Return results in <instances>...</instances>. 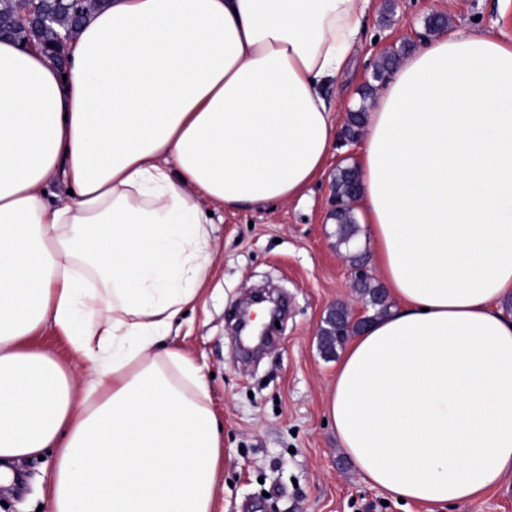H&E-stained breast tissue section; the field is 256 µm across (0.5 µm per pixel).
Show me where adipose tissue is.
Returning a JSON list of instances; mask_svg holds the SVG:
<instances>
[{"instance_id":"obj_1","label":"adipose tissue","mask_w":512,"mask_h":512,"mask_svg":"<svg viewBox=\"0 0 512 512\" xmlns=\"http://www.w3.org/2000/svg\"><path fill=\"white\" fill-rule=\"evenodd\" d=\"M370 0H107L65 67L0 38V484L54 452L50 512H213L224 427L166 346L213 263L210 201L302 196L338 141ZM361 224L395 305L348 341L328 415L391 500L512 476V46L405 56L361 142ZM64 194L49 201L51 184ZM92 364L76 389L44 323ZM25 346L31 349H46L69 361L70 344L60 328L53 324L44 326L34 337L25 341Z\"/></svg>"}]
</instances>
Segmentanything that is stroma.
<instances>
[{
    "label": "stroma",
    "mask_w": 512,
    "mask_h": 512,
    "mask_svg": "<svg viewBox=\"0 0 512 512\" xmlns=\"http://www.w3.org/2000/svg\"><path fill=\"white\" fill-rule=\"evenodd\" d=\"M446 15L449 28L491 33L512 44V0H373L351 68L327 95L344 123L351 101L371 83L389 47L414 51L429 41L427 22ZM357 148L340 147L304 197L261 208L222 211L203 297L168 341L209 372L210 405L224 425V457L214 512H512V476L483 498L450 507L385 504L340 450L325 419L336 357L320 348L329 309L365 306L350 288V263L336 249L332 180ZM272 287L288 301L264 355L244 360L235 314L253 289ZM53 453L15 467L18 484L0 485V512H50L45 491Z\"/></svg>",
    "instance_id": "1"
}]
</instances>
